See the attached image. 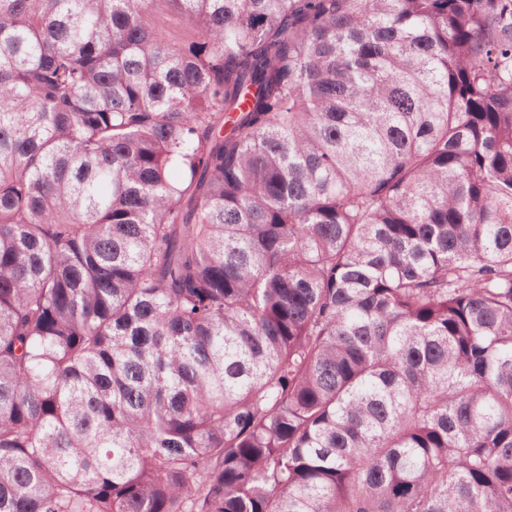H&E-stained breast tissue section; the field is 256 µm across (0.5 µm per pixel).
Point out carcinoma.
Masks as SVG:
<instances>
[{
  "label": "carcinoma",
  "instance_id": "carcinoma-1",
  "mask_svg": "<svg viewBox=\"0 0 512 512\" xmlns=\"http://www.w3.org/2000/svg\"><path fill=\"white\" fill-rule=\"evenodd\" d=\"M0 512H512V0H0Z\"/></svg>",
  "mask_w": 512,
  "mask_h": 512
}]
</instances>
